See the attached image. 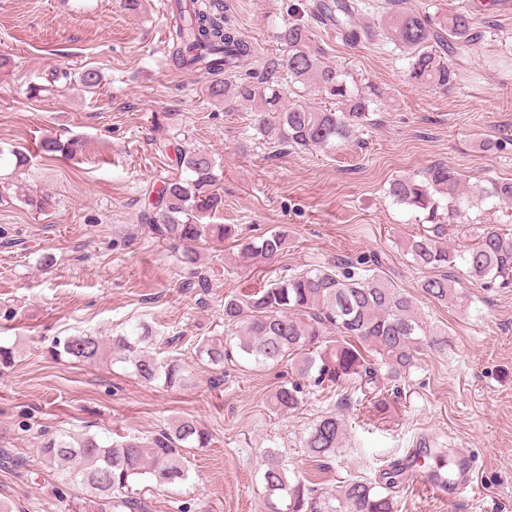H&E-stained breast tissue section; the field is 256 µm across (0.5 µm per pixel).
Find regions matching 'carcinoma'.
<instances>
[{
	"mask_svg": "<svg viewBox=\"0 0 512 512\" xmlns=\"http://www.w3.org/2000/svg\"><path fill=\"white\" fill-rule=\"evenodd\" d=\"M363 5L365 0H314L310 10L335 26L349 45L391 36L407 60L411 79L443 91L455 86L456 69L431 47L435 43L452 54L471 42L473 21L468 12L456 10L439 18L391 8L378 28L358 21ZM276 39L280 53L263 62L259 73L252 68L259 59L258 49L224 24L223 0H190L178 6L171 54L178 66H198L212 75L210 98L227 104L251 103L256 130L270 145L321 148L351 139L382 101V90L325 62V52L303 23L282 24ZM101 82L95 68L79 73L78 84L87 92L95 91ZM284 84L303 90L312 87L334 101L337 109L287 103ZM82 149L79 139L40 141V150L47 156L71 158ZM175 155L176 171L163 181L158 210L144 216L154 238L173 249L182 248L181 262L199 275L203 262L197 246L222 241L233 229L229 224L203 222L224 207L216 189L219 178L213 159L180 148ZM388 196L397 205L425 213L428 225L403 246L416 265L440 270L421 282L424 294L439 302L456 299L457 271L490 286L512 278V237L500 229L472 224L470 243L458 249L448 245L450 226L462 223L478 204L491 198L512 204V181L464 187L455 171L436 166L421 180H393ZM239 247L246 259L273 262L287 248V237L274 230L258 241L241 238ZM385 266L384 257L373 254L281 277L242 298L227 296L224 323L238 328L237 340L204 338L195 346V355L216 368L238 358L256 366L288 363L297 378L272 393L270 402L278 414H291L303 403L305 378L316 387L349 381L353 392H361L376 411L385 413L388 385L406 381L424 349L448 346L447 334L424 320L412 296L396 287ZM153 340L141 325L112 337L109 343L82 333L67 337L55 354L94 364L110 344L112 357L129 364L141 381H161L168 387L190 385L194 374L183 359L149 351ZM346 430L344 419L323 415L307 429L303 447L315 458H329ZM210 446L209 432L196 420L182 417L164 424L149 438L125 436L106 445L94 436L61 435L43 442L38 452L58 463L63 481L83 485L89 512H146L134 485L144 480L158 485L187 480L191 466L187 449ZM262 478L273 512H398L392 494L364 477L342 485L337 504H332L314 494L300 475L289 474L278 449L264 452Z\"/></svg>",
	"mask_w": 512,
	"mask_h": 512,
	"instance_id": "1",
	"label": "carcinoma"
}]
</instances>
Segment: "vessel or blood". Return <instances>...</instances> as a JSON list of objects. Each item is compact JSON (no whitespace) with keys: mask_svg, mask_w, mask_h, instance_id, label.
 <instances>
[{"mask_svg":"<svg viewBox=\"0 0 512 512\" xmlns=\"http://www.w3.org/2000/svg\"><path fill=\"white\" fill-rule=\"evenodd\" d=\"M426 456L425 448H412L395 459L392 467L408 484L442 501L457 502L476 494L474 466L466 449H458L453 463L435 467L426 466Z\"/></svg>","mask_w":512,"mask_h":512,"instance_id":"1","label":"vessel or blood"}]
</instances>
